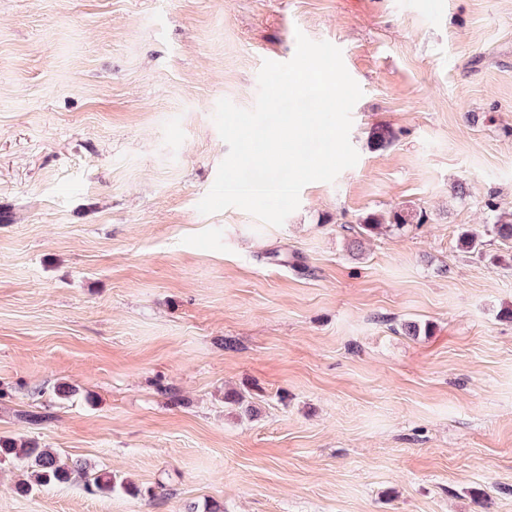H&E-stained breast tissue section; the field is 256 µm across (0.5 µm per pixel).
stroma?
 <instances>
[{
    "mask_svg": "<svg viewBox=\"0 0 512 512\" xmlns=\"http://www.w3.org/2000/svg\"><path fill=\"white\" fill-rule=\"evenodd\" d=\"M300 33L363 92L356 165L278 227L201 214L218 101ZM491 197L512 0H0V437L141 490L21 495L6 461L0 512H512V244L456 246ZM402 205L428 222L349 251Z\"/></svg>",
    "mask_w": 512,
    "mask_h": 512,
    "instance_id": "35a3bbf8",
    "label": "stroma"
}]
</instances>
